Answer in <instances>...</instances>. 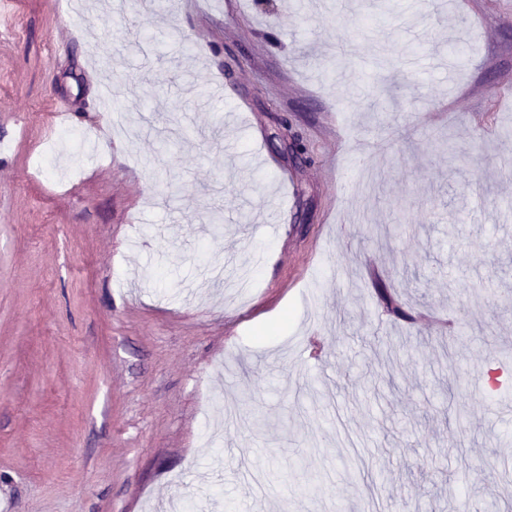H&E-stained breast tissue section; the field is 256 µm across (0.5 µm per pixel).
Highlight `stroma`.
Listing matches in <instances>:
<instances>
[{
	"label": "stroma",
	"instance_id": "stroma-1",
	"mask_svg": "<svg viewBox=\"0 0 512 512\" xmlns=\"http://www.w3.org/2000/svg\"><path fill=\"white\" fill-rule=\"evenodd\" d=\"M507 199L512 0H13L0 512H512Z\"/></svg>",
	"mask_w": 512,
	"mask_h": 512
}]
</instances>
